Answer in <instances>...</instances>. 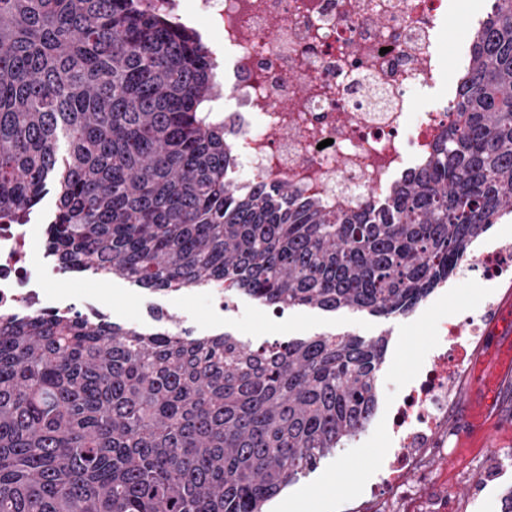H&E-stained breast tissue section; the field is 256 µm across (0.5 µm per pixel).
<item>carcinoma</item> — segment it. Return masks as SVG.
<instances>
[{
	"mask_svg": "<svg viewBox=\"0 0 512 512\" xmlns=\"http://www.w3.org/2000/svg\"><path fill=\"white\" fill-rule=\"evenodd\" d=\"M491 2L424 170L345 211L224 177L216 62L144 0H0V225L51 186L64 272L409 313L512 217V0ZM387 346L0 316V512H264L369 422Z\"/></svg>",
	"mask_w": 512,
	"mask_h": 512,
	"instance_id": "obj_1",
	"label": "carcinoma"
}]
</instances>
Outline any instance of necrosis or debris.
<instances>
[{
	"instance_id": "1",
	"label": "necrosis or debris",
	"mask_w": 512,
	"mask_h": 512,
	"mask_svg": "<svg viewBox=\"0 0 512 512\" xmlns=\"http://www.w3.org/2000/svg\"><path fill=\"white\" fill-rule=\"evenodd\" d=\"M180 24L201 22L224 48L221 70L231 105L210 117L232 130L230 180L289 183L334 209L383 201L416 176L452 120L440 45L455 0H147ZM448 95H422L440 85ZM35 224L0 225V315L68 312L64 292L45 286L55 271L36 265ZM486 281L512 280V238L489 240L461 265ZM440 319L417 374L392 396L387 424L396 446L383 483L369 499L375 512H398L412 497L400 476L434 447L448 426V405L466 358L464 339L487 336L494 314Z\"/></svg>"
}]
</instances>
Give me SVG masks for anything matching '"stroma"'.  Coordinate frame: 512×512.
I'll return each mask as SVG.
<instances>
[{
    "mask_svg": "<svg viewBox=\"0 0 512 512\" xmlns=\"http://www.w3.org/2000/svg\"><path fill=\"white\" fill-rule=\"evenodd\" d=\"M51 285L67 289L75 312L89 320L103 315L146 331L160 328L159 318L165 315L196 335L226 331L255 346L317 333H351L367 340L388 336L377 406L360 441L347 442L315 472L288 486V512H362L365 483L375 476L373 463L392 442L385 422L390 395L418 370L432 346L428 320L452 317L462 309L476 315L489 300L500 307L512 304V282L479 283L464 274L450 276L413 311L391 315L309 307L278 312L245 296L222 310L208 303L204 290L150 294L124 279L102 280L87 272L56 275ZM486 350L483 343L469 348L462 379L454 388L444 446L430 449L404 476L420 492L417 512L451 499L476 512H501L502 499L512 488V368L498 373L486 408L465 409L473 400L472 378Z\"/></svg>",
    "mask_w": 512,
    "mask_h": 512,
    "instance_id": "stroma-1",
    "label": "stroma"
}]
</instances>
